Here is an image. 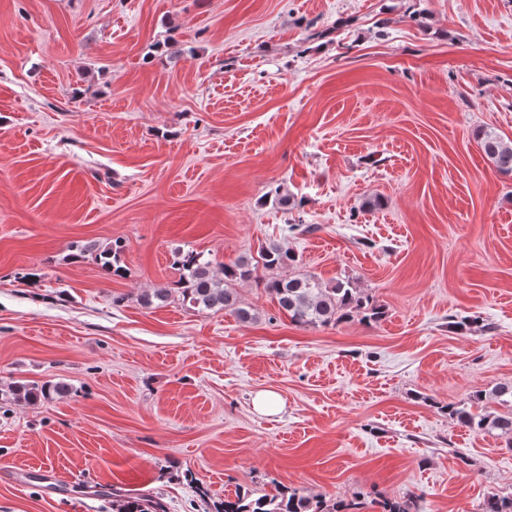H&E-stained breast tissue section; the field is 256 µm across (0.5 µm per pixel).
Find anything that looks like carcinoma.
<instances>
[{
  "instance_id": "cac0c4a2",
  "label": "carcinoma",
  "mask_w": 512,
  "mask_h": 512,
  "mask_svg": "<svg viewBox=\"0 0 512 512\" xmlns=\"http://www.w3.org/2000/svg\"><path fill=\"white\" fill-rule=\"evenodd\" d=\"M473 136L486 158L504 175L512 174V141L500 136L494 129L478 126ZM124 245L116 240L112 246L95 255L101 267L110 275L125 274L120 265ZM259 263L277 275L269 277L264 288L275 298L279 310L289 320L302 327L336 325L355 316L368 322L381 320L385 311L374 304L350 279L338 280L333 285L323 283L314 275H280L278 270L297 265L298 257L290 249L277 242H265L257 251ZM182 274L174 288H157L140 295L146 306L162 305L170 300L172 290H177L182 303L199 312L231 310L239 321H256V314L242 305L235 284L248 280L254 269L251 259L240 257L222 267L221 273L212 270L211 262L198 253L188 252L181 256ZM70 392L65 383L46 381H19L14 383L8 395L16 401L37 402L53 396L62 397ZM493 399L508 408L504 413L485 411V401ZM448 415L476 432L495 431L512 446V382L499 383L490 393L474 392L466 405L445 407ZM100 493L112 496V512H165L164 505L150 499L120 496L108 487ZM379 512H415L414 497H383L375 502ZM359 507L350 500L339 498L327 501L311 497L297 489L278 486L270 493L256 497L248 492H236L224 497L216 512H357ZM482 512H512V498L491 497L484 501Z\"/></svg>"
}]
</instances>
